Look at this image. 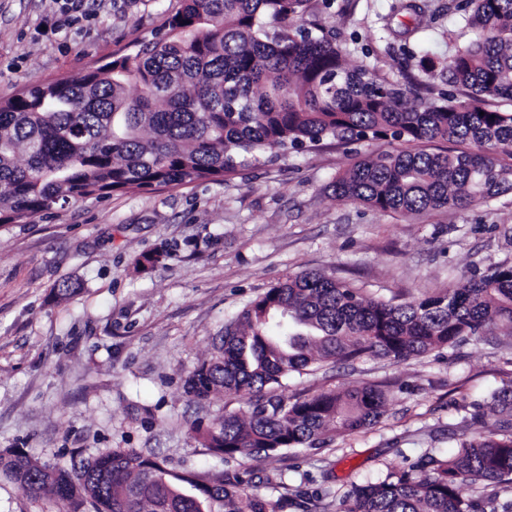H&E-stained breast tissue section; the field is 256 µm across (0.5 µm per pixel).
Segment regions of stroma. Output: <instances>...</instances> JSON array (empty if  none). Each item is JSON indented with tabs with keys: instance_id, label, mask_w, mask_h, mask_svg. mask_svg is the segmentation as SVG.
Listing matches in <instances>:
<instances>
[{
	"instance_id": "stroma-1",
	"label": "stroma",
	"mask_w": 512,
	"mask_h": 512,
	"mask_svg": "<svg viewBox=\"0 0 512 512\" xmlns=\"http://www.w3.org/2000/svg\"><path fill=\"white\" fill-rule=\"evenodd\" d=\"M396 0H312L350 66L430 99L469 91L422 71L447 63L476 30L448 0H421L409 31L389 23ZM179 0H0V101L25 86L73 75L150 40ZM381 141L323 143L262 159L221 182L72 202L28 224L0 227V453L20 450L66 465L114 449L153 455L175 473L235 471L276 512H342L350 483L387 467L447 458L490 426L491 392L512 384V333L470 339L403 361L363 357L312 365L281 396L378 384L381 422L329 433L313 448L274 458H216L192 427L244 412L224 392L190 399L184 381L211 358L224 326L286 276L325 271L365 295L398 302L446 290L463 277L512 265V192L465 210L381 213L341 202L330 185ZM165 264L140 269L159 247ZM70 277L79 294L53 287ZM0 512H58L0 477Z\"/></svg>"
}]
</instances>
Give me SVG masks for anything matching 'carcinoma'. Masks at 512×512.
Segmentation results:
<instances>
[{"label":"carcinoma","instance_id":"1","mask_svg":"<svg viewBox=\"0 0 512 512\" xmlns=\"http://www.w3.org/2000/svg\"><path fill=\"white\" fill-rule=\"evenodd\" d=\"M479 38L440 71L471 90L410 101L399 85L349 67L310 0H181L136 51L76 75L25 87L0 103V226L27 224L63 201L222 181L266 154L324 141L375 140L405 149L359 159L336 177L340 201L420 214L487 203L512 190V0H454ZM450 145L445 151L422 144ZM512 332V265L402 303L368 297L321 272H301L252 300L224 329L218 353L186 380L204 400L224 390L244 414L194 426L216 456L248 448L265 458L315 446L330 430L358 433L386 412L374 385L287 402L267 392L320 362L364 356L405 360L467 337ZM495 428L446 459L427 456L353 484L345 512H484L468 489L492 488V512H512V388L491 393ZM0 473L59 512H274L236 473L209 484L116 449L49 468L20 451L0 454Z\"/></svg>","mask_w":512,"mask_h":512}]
</instances>
